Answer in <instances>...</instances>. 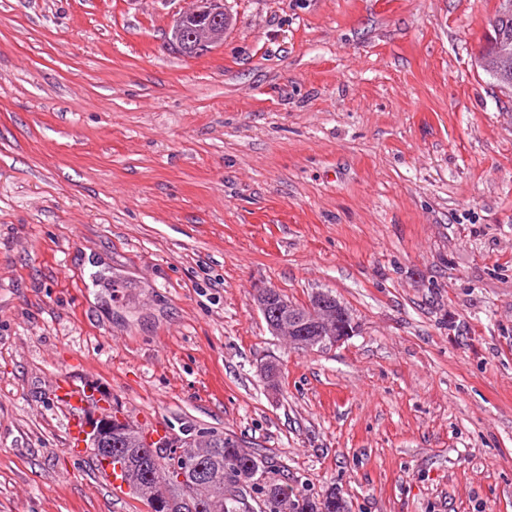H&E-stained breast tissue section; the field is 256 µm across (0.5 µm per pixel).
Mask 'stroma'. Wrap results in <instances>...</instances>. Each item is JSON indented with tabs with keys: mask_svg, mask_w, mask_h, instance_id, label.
Returning a JSON list of instances; mask_svg holds the SVG:
<instances>
[{
	"mask_svg": "<svg viewBox=\"0 0 512 512\" xmlns=\"http://www.w3.org/2000/svg\"><path fill=\"white\" fill-rule=\"evenodd\" d=\"M189 4L0 0V512H149L72 451L61 375L349 512H512L499 0H226L194 59ZM262 284L354 335L294 350ZM231 24L224 0H192L181 12L168 33V45L187 59L223 45ZM503 9L490 21L485 42L479 52V65L498 84L510 92L512 87V40L500 29V19H505L512 11V0H502ZM278 289L262 285L254 289L253 297L257 309L262 313L269 328L276 336L291 330L300 333L302 338L308 334L309 340L291 344L293 349L313 350L336 347L352 336L357 327L350 310L335 296L316 291L309 300L300 306H291L284 301L278 308L272 305Z\"/></svg>",
	"mask_w": 512,
	"mask_h": 512,
	"instance_id": "35a3bbf8",
	"label": "stroma"
}]
</instances>
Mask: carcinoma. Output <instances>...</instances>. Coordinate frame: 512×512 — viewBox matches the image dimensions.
Returning <instances> with one entry per match:
<instances>
[{"instance_id":"carcinoma-1","label":"carcinoma","mask_w":512,"mask_h":512,"mask_svg":"<svg viewBox=\"0 0 512 512\" xmlns=\"http://www.w3.org/2000/svg\"><path fill=\"white\" fill-rule=\"evenodd\" d=\"M112 444L124 454L122 476L148 508L158 501L173 512H348L346 501L336 491L308 496L298 487L275 477L272 460L244 448L238 441L214 430L183 428V436H164L147 445L144 430L112 415ZM194 452L201 459L205 476L191 471L178 479L170 471L179 450ZM237 462L240 483L229 489L226 463Z\"/></svg>"}]
</instances>
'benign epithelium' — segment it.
<instances>
[{
    "instance_id": "7a95c632",
    "label": "benign epithelium",
    "mask_w": 512,
    "mask_h": 512,
    "mask_svg": "<svg viewBox=\"0 0 512 512\" xmlns=\"http://www.w3.org/2000/svg\"><path fill=\"white\" fill-rule=\"evenodd\" d=\"M503 9L490 21L485 42L479 52V65L498 84L512 88V38L500 29V20L512 13V0H501ZM231 24V16L224 8V0H192L191 6L181 12L168 33V45L187 59L224 44V36ZM277 288L262 285L254 289L253 297L257 309L262 313L269 328L277 336L291 330L309 340L293 345L297 350L315 347L329 349L344 342L356 331V322L350 310L335 296L316 291L300 306L283 302L274 307ZM112 428V418L102 417L99 424L90 430L86 446L98 456L112 460V451L105 447L106 432Z\"/></svg>"
}]
</instances>
